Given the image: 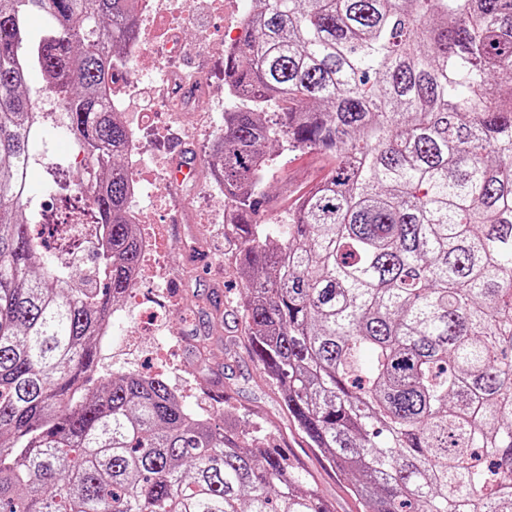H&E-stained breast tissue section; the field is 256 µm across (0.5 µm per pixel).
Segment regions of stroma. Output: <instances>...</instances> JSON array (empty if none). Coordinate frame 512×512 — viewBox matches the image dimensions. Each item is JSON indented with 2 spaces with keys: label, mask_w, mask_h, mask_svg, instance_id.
Returning a JSON list of instances; mask_svg holds the SVG:
<instances>
[{
  "label": "stroma",
  "mask_w": 512,
  "mask_h": 512,
  "mask_svg": "<svg viewBox=\"0 0 512 512\" xmlns=\"http://www.w3.org/2000/svg\"><path fill=\"white\" fill-rule=\"evenodd\" d=\"M251 8L252 0H230L221 12L203 4L197 10L194 26L182 29V43L205 42L200 55L180 53L172 61L179 70L206 75L213 96L201 99V106L218 110L226 102L222 43L228 32L240 28ZM212 140L209 130L186 131L178 116L172 114L156 117L148 133V162L170 169L185 152L199 162L196 178L177 188L167 187L165 209H152L151 199L143 201L151 222L162 233L160 251L170 269L169 286L186 302L183 311L168 318L178 347L166 379L173 390L183 391L188 411L205 410L211 417L236 419L248 431H259L265 444L281 451L289 464L312 475L335 512H356V504L336 475L322 467L315 450L289 425L273 391L260 377L240 316L229 309L243 295L246 283L235 274L238 249L232 237L224 233L223 206L200 186L211 168ZM326 173L325 163L317 154L296 152L278 157L263 183L269 204L260 211L258 223L272 225L287 219L293 199ZM188 195L193 198L189 207L184 204ZM137 323V314H130L117 327L111 343L100 344L96 382L113 374L156 370V335H135ZM228 336L236 341L235 355L229 360L224 357V339ZM203 340L209 351L202 358L197 347Z\"/></svg>",
  "instance_id": "stroma-1"
}]
</instances>
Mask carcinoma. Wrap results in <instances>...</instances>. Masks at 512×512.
I'll return each mask as SVG.
<instances>
[{
  "label": "carcinoma",
  "instance_id": "carcinoma-1",
  "mask_svg": "<svg viewBox=\"0 0 512 512\" xmlns=\"http://www.w3.org/2000/svg\"><path fill=\"white\" fill-rule=\"evenodd\" d=\"M134 0H0V512H333L163 378L94 390L142 252L112 79ZM40 14L38 37L29 17ZM85 154L97 259L34 229L32 70ZM211 148L280 409L366 512H512V0H254ZM328 175L257 216L275 149Z\"/></svg>",
  "mask_w": 512,
  "mask_h": 512
}]
</instances>
